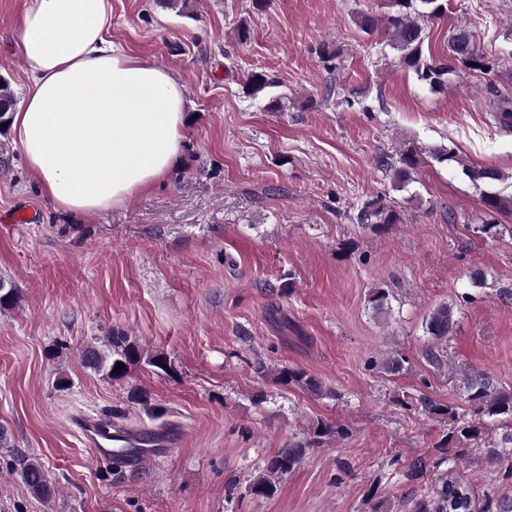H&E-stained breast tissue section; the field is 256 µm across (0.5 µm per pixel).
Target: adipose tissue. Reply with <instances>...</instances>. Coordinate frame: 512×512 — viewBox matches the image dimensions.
<instances>
[{"instance_id":"ef3b65f1","label":"adipose tissue","mask_w":512,"mask_h":512,"mask_svg":"<svg viewBox=\"0 0 512 512\" xmlns=\"http://www.w3.org/2000/svg\"><path fill=\"white\" fill-rule=\"evenodd\" d=\"M112 0H25L29 86L11 127L26 168L63 212L95 215L165 182L186 141L174 72L109 39Z\"/></svg>"}]
</instances>
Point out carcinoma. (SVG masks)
Listing matches in <instances>:
<instances>
[{
    "label": "carcinoma",
    "mask_w": 512,
    "mask_h": 512,
    "mask_svg": "<svg viewBox=\"0 0 512 512\" xmlns=\"http://www.w3.org/2000/svg\"><path fill=\"white\" fill-rule=\"evenodd\" d=\"M447 0H388L391 12L380 17L373 13H362L357 18V26L365 33L379 29L387 32L391 46L399 51L401 65L414 72L418 80L430 88H440L445 84V76L453 66L461 64L468 69L484 74L492 69L491 62L476 46L474 35L466 26L453 28L448 38V60L428 59L423 53L427 34L420 19L433 20L442 18L446 12ZM277 86V83L264 72H254L245 82L246 93L256 97L265 90ZM18 99L8 79L0 76V125H11V117L16 109ZM499 107L494 119L503 128L512 130V101L498 98ZM423 150L414 143L400 148L398 158L386 154L377 157L376 164L383 169H395V179L405 184L410 174L418 168ZM465 174L472 184L481 189L480 202L484 216L488 220L473 226L472 231L480 236L496 238L505 233L512 236V227L495 222L494 215L512 212V194L505 195L494 189L496 183L504 179L503 174L494 168L467 167ZM400 221L393 207L381 196L366 200L357 213V222L366 230L375 234ZM389 293L377 286L370 290L368 304L375 312L389 308ZM19 300L18 289L10 278L0 277V308L8 309ZM455 311L452 304L437 306L426 318L424 331L430 340H441L453 331ZM85 368L112 380L128 376L136 366L143 364L164 374L173 370L171 360L161 352H150L140 342L127 333L113 329L106 336V344L100 349L94 345L87 346L80 353ZM124 368L114 371L116 364ZM276 381L284 386H295L313 394L323 393V385L316 377L307 372L282 367L276 374ZM460 395L466 408L459 409L442 405L431 400L422 402V411L430 416H444L448 419V432L442 446L453 444L466 448L469 445H481L487 448L491 459L501 465L512 468V389L499 387L487 375L479 372L466 373L462 376ZM131 400L150 411L156 418L165 415V409L150 402L145 392L131 396ZM334 428L319 422L310 430V439L305 442L291 443L269 457L259 467L247 485V492L255 497H269L277 489V484L288 472L298 466L305 452L331 435ZM159 437L145 432L140 435V442L132 448H115L109 461L116 467H122L129 460L142 454L157 452L155 446ZM17 473L30 494L46 502L55 496L44 464L32 457H16ZM440 464L447 465L435 479L434 489L425 498L419 499L412 512H473L472 492L451 463L445 457Z\"/></svg>",
    "instance_id": "1"
}]
</instances>
